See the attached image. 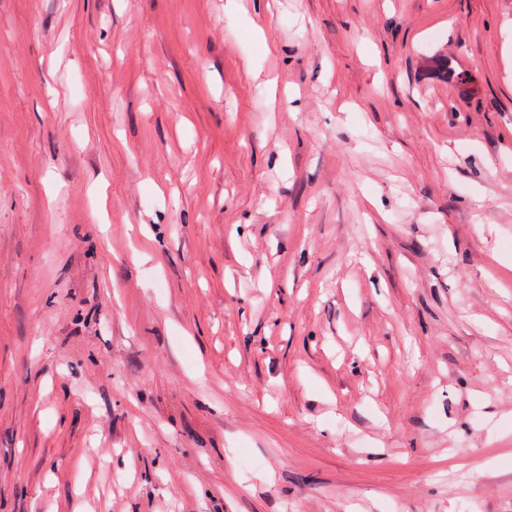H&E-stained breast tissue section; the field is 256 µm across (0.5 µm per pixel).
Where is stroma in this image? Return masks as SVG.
Returning a JSON list of instances; mask_svg holds the SVG:
<instances>
[{
    "label": "stroma",
    "instance_id": "stroma-1",
    "mask_svg": "<svg viewBox=\"0 0 512 512\" xmlns=\"http://www.w3.org/2000/svg\"><path fill=\"white\" fill-rule=\"evenodd\" d=\"M468 503L512 512V0H0V512Z\"/></svg>",
    "mask_w": 512,
    "mask_h": 512
}]
</instances>
